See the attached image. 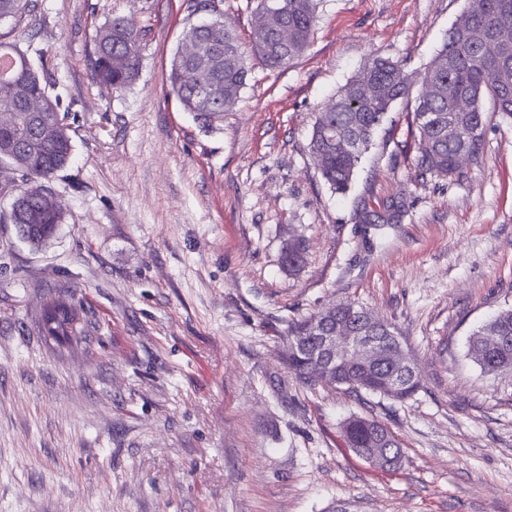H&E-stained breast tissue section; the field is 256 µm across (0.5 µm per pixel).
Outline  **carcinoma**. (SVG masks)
Returning <instances> with one entry per match:
<instances>
[{
	"mask_svg": "<svg viewBox=\"0 0 512 512\" xmlns=\"http://www.w3.org/2000/svg\"><path fill=\"white\" fill-rule=\"evenodd\" d=\"M37 9L38 0H0V21L14 20L16 37L14 42L0 40V60L6 63L0 75V117L4 119L0 162L10 163L17 174V182L11 185L15 190L11 211L0 216V223L15 225L21 238L34 247L53 238L65 222L49 183L73 153L69 109L55 93L45 52L38 50L32 57L17 45L25 37L21 22ZM255 14L253 54L271 71L288 68L309 46L317 19L315 0H257ZM146 34L147 27L116 14L99 27L89 55L92 84L107 95L127 89L138 76ZM192 34L196 51L174 56L167 81L183 109L213 129L236 107L249 69L240 38L224 28L222 21L200 23ZM505 65L512 70V0H472L421 77L412 115L415 179L430 176L460 181L466 176L462 157L476 161L480 156L488 120L484 100H490L501 117L512 120V87L504 89L498 76ZM365 72L368 80L358 76L322 107L309 141L311 154L322 157V179L340 194L350 188L354 171L388 112L410 94L409 75L397 61L374 57ZM459 98L467 101V111L457 109ZM451 126L452 133L448 132ZM405 213L406 198L391 197L376 205H358L355 222L399 224ZM361 312L352 303L339 302L336 314L329 318L320 310L290 323L286 362L302 383L309 387L322 384L310 360L317 346L315 330L346 321L360 331ZM39 328L44 336L88 346L100 331L93 316L63 289L55 290L44 303ZM490 334L512 340V307L474 332L468 348L483 372L512 371V345L490 351L482 344V337ZM389 372L385 362L366 368L351 366L334 377L331 385L356 394L381 395ZM374 422L373 417H357L351 431L342 433L347 447H375Z\"/></svg>",
	"mask_w": 512,
	"mask_h": 512,
	"instance_id": "carcinoma-1",
	"label": "carcinoma"
}]
</instances>
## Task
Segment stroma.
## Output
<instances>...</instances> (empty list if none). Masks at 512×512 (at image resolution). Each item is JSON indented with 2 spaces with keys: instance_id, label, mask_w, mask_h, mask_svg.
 <instances>
[{
  "instance_id": "1",
  "label": "stroma",
  "mask_w": 512,
  "mask_h": 512,
  "mask_svg": "<svg viewBox=\"0 0 512 512\" xmlns=\"http://www.w3.org/2000/svg\"><path fill=\"white\" fill-rule=\"evenodd\" d=\"M39 0L26 23L73 117L50 187L66 217L42 248L0 224V512H512V372L468 340L512 307V122L489 116L461 182L414 180L399 102L347 194L308 150L317 112L369 56L429 68L469 0H317L307 51L249 81L216 129L165 80L185 31L241 39L253 0ZM148 26L135 83L100 95L87 66L111 14ZM405 193L402 223L359 201ZM305 264L280 269L288 236ZM99 321L92 352L41 336L48 294ZM348 301L391 322L420 371L409 399L308 387L284 360L292 320ZM353 415L383 422L395 471L347 448ZM406 212V198L397 196L382 200L377 205H358L354 219L358 224H399Z\"/></svg>"
}]
</instances>
